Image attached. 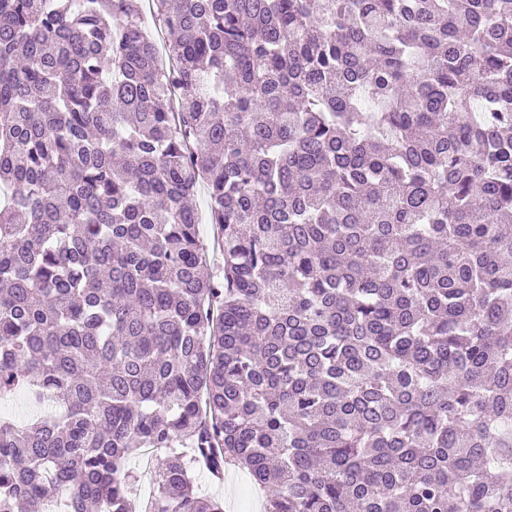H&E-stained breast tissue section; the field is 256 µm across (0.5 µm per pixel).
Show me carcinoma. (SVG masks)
<instances>
[{
    "label": "carcinoma",
    "mask_w": 512,
    "mask_h": 512,
    "mask_svg": "<svg viewBox=\"0 0 512 512\" xmlns=\"http://www.w3.org/2000/svg\"><path fill=\"white\" fill-rule=\"evenodd\" d=\"M149 8L0 0V512H512V0ZM36 413L37 410L27 404L22 393L9 394L0 398V416L4 418L24 420ZM155 457L153 460V464L151 467H148L143 456L142 452L140 455H138L132 462V468L133 471L136 473L139 483H138V491H137V497L138 500L141 501V499L146 495H152L153 493V483H149L150 474L155 468L158 466V459L161 455L159 452H154ZM198 486L202 493L224 500V512H263V492L241 469L226 471L221 483L201 475Z\"/></svg>",
    "instance_id": "cac0c4a2"
}]
</instances>
